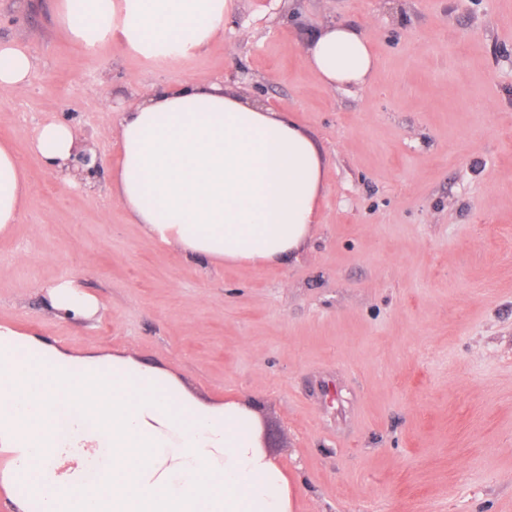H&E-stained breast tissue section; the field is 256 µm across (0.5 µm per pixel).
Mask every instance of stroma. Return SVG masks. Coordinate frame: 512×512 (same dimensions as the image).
<instances>
[{
  "label": "stroma",
  "instance_id": "obj_1",
  "mask_svg": "<svg viewBox=\"0 0 512 512\" xmlns=\"http://www.w3.org/2000/svg\"><path fill=\"white\" fill-rule=\"evenodd\" d=\"M331 20L372 43L371 85L333 90L304 65V35ZM0 41L35 61L0 99L30 184L0 236V323L252 403L295 512H512V0H230L223 40L152 59L85 52L54 0H0ZM200 75L293 113L327 160L286 264L186 259L112 196L118 110ZM55 121L101 155L92 188L31 151ZM59 280L98 316L50 311Z\"/></svg>",
  "mask_w": 512,
  "mask_h": 512
}]
</instances>
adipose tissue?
<instances>
[{
    "mask_svg": "<svg viewBox=\"0 0 512 512\" xmlns=\"http://www.w3.org/2000/svg\"><path fill=\"white\" fill-rule=\"evenodd\" d=\"M57 22L93 51L110 43L146 58L194 55L224 35L228 0H56ZM303 60L326 87L369 83L377 60L342 21L304 40ZM33 59L0 42V97L28 82ZM112 194L148 243L212 265L285 263L315 224L326 161L291 114L204 77L125 108ZM77 126L51 122L34 153L66 172ZM29 184L0 143V235L19 223ZM48 306L88 318L95 297L74 282L46 287ZM0 450L5 481L23 483L27 512H293L288 474L267 450L260 417L241 399L199 400L171 373L133 357H78L0 324Z\"/></svg>",
    "mask_w": 512,
    "mask_h": 512,
    "instance_id": "adipose-tissue-1",
    "label": "adipose tissue"
}]
</instances>
